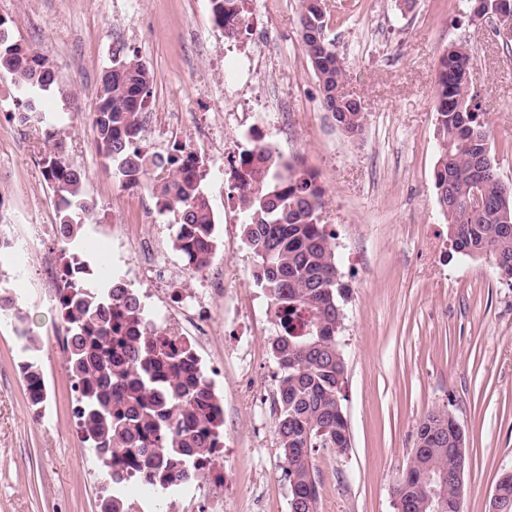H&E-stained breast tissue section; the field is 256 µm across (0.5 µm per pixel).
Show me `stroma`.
Listing matches in <instances>:
<instances>
[{
  "label": "stroma",
  "mask_w": 512,
  "mask_h": 512,
  "mask_svg": "<svg viewBox=\"0 0 512 512\" xmlns=\"http://www.w3.org/2000/svg\"><path fill=\"white\" fill-rule=\"evenodd\" d=\"M329 36L346 61L344 88L367 114L348 137L319 102L317 79L298 33L297 0H247L248 29L228 40L210 21L209 0H0L14 40L53 63L58 81L40 92L55 136L18 124L20 95L0 76V239L26 243L28 273L16 281L0 252V286L27 312L48 389L32 407L24 353L11 312H0V512H99L107 485L95 453L80 441L76 393L59 338L55 288L40 265L65 259L52 224L58 214L42 174L52 140L84 172L97 203L84 239L124 243L127 279L151 319L173 308L171 288L144 277L136 247L152 237L177 269V215L159 212L151 182L121 189L94 144L91 110L112 49L134 51L154 75L168 111L148 116L145 150L181 141L206 161L204 190L215 213L216 253L204 276L214 290L200 330L207 375L224 402V512H288L289 489L275 433L278 368L271 355L275 308L252 274L237 192L224 158L262 136L322 188V221L334 236L347 287L339 342L347 363L344 412L351 447L315 454L320 512H396L393 489L406 471L416 428L445 410L466 436L464 512H490L495 485L512 471V280L489 258L449 254L448 221L434 188V91L438 59L452 44L474 54L472 86L488 110L491 157L512 185V51L471 15L469 0H326ZM252 65L236 96L224 64ZM245 115L232 130L219 118L232 100ZM196 493L134 488L131 512H211L212 478Z\"/></svg>",
  "instance_id": "35a3bbf8"
}]
</instances>
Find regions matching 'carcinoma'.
I'll return each instance as SVG.
<instances>
[{"label": "carcinoma", "instance_id": "carcinoma-1", "mask_svg": "<svg viewBox=\"0 0 512 512\" xmlns=\"http://www.w3.org/2000/svg\"><path fill=\"white\" fill-rule=\"evenodd\" d=\"M211 20L227 38L246 28L245 0H210ZM330 17L322 0H298L299 37L318 81L322 108L339 115L353 136L362 133L367 116L343 96L344 62H336V46L327 34ZM471 55L451 45L439 58L435 86V131L439 145L434 167L436 195L448 220L452 252L462 257L487 256L499 273L512 279V193L492 164L483 105L464 72ZM0 73L26 92V109L18 113L26 125L40 117L35 92L55 82V69L41 52L0 44ZM153 74L137 56L120 45L112 50V72L100 78L92 127L97 151L115 167L125 190L140 187L154 175L156 206L177 213L175 250L195 271L210 266L215 254V215L203 181L204 159L175 143L165 153L141 146L144 114L152 97ZM44 178L55 199L58 239L88 251L83 223L97 204L84 192L85 174L65 158L56 142L44 155ZM238 174L243 236L255 260L258 285L276 307L279 334L271 353L279 369L275 433L290 487L289 512H319L320 486L313 451L349 450L342 415L345 358L338 342L345 315L340 300L346 287L336 265L334 237L322 224V189L310 174L299 173L282 155L258 140L243 150ZM480 188L486 208L473 212L468 203ZM57 303L66 336L67 370L78 393L76 416L81 441L95 452L104 478L120 485L125 477H146L166 493L201 473L224 440V421L210 404L211 390L193 348L175 336H164L146 318L140 298L129 288H115L90 278L79 256L64 266ZM11 311L16 336L32 349L27 315L15 297L0 292V311ZM31 405L46 400L42 372L33 361L21 365ZM443 420L446 438L431 442L413 468L394 487L397 512H438L437 499L421 488L428 476L445 484L443 504L452 497L456 468L454 443L463 433L446 411L428 414L416 430L424 443L428 423ZM116 494L101 501L100 512H128Z\"/></svg>", "mask_w": 512, "mask_h": 512}]
</instances>
